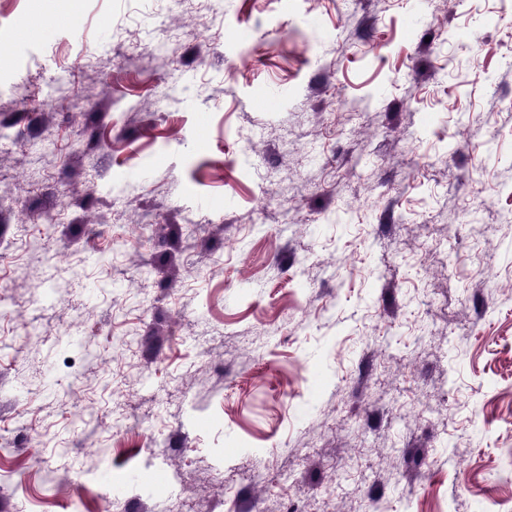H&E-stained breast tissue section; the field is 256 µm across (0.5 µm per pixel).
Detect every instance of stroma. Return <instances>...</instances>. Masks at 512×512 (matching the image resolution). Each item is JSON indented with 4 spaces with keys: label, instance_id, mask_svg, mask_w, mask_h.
<instances>
[{
    "label": "stroma",
    "instance_id": "35a3bbf8",
    "mask_svg": "<svg viewBox=\"0 0 512 512\" xmlns=\"http://www.w3.org/2000/svg\"><path fill=\"white\" fill-rule=\"evenodd\" d=\"M0 98V512L512 506V0H0Z\"/></svg>",
    "mask_w": 512,
    "mask_h": 512
}]
</instances>
